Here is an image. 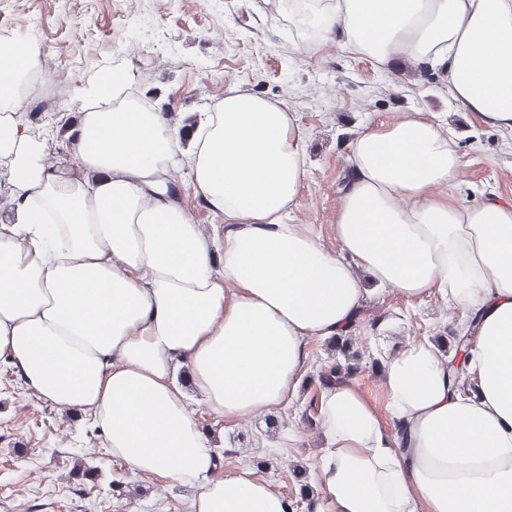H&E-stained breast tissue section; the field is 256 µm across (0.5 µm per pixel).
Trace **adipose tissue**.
<instances>
[{"instance_id":"ef3b65f1","label":"adipose tissue","mask_w":512,"mask_h":512,"mask_svg":"<svg viewBox=\"0 0 512 512\" xmlns=\"http://www.w3.org/2000/svg\"><path fill=\"white\" fill-rule=\"evenodd\" d=\"M308 23L379 61H434L463 109L512 129V0H312ZM40 66L33 44L0 42V167L15 203L0 224V357L27 385L90 415L131 470L192 488L191 512H293L248 467L215 478L188 393L240 421L286 405L308 340L358 314L362 269L405 299L436 293L466 312L478 389L449 378L434 344L407 348L383 372L398 434L351 383L328 385L322 503L512 512V202L432 195L459 169L434 123L411 116L355 137L333 253L288 221L305 133L281 103L229 89L185 142L165 112L103 76L75 90L70 170L47 162L42 132L13 112ZM181 169L226 232L201 234L169 185Z\"/></svg>"}]
</instances>
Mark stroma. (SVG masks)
Instances as JSON below:
<instances>
[{
  "label": "stroma",
  "mask_w": 512,
  "mask_h": 512,
  "mask_svg": "<svg viewBox=\"0 0 512 512\" xmlns=\"http://www.w3.org/2000/svg\"><path fill=\"white\" fill-rule=\"evenodd\" d=\"M26 26L38 32L47 77L32 83L14 110L45 132L51 164L72 160V88L111 72L129 78L134 96L167 112L185 139L198 113L230 87L282 102L305 131L307 164L288 221L308 226L334 252L352 140L408 116L437 124L459 156L455 181L436 195L512 201V129L463 110L430 61L380 62L339 36L313 38L299 52L304 32L280 0H0V35ZM362 283L358 334L373 354L397 352L419 336L449 335L461 318L440 296L409 301L370 278ZM306 351L297 398L273 413L235 421L192 405L216 447L246 452L225 458L222 471L248 465L292 501L304 490L319 493L320 430L304 412L330 348L327 339L313 338ZM189 499V490L167 478L130 471L88 416L57 408L0 357V512H188Z\"/></svg>",
  "instance_id": "obj_1"
}]
</instances>
